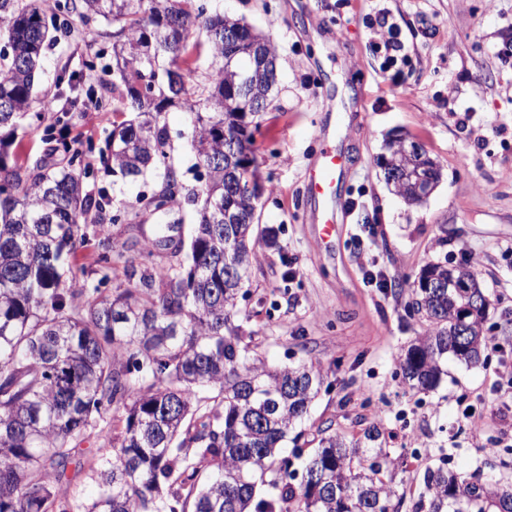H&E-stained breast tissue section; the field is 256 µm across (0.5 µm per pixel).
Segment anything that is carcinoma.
Returning <instances> with one entry per match:
<instances>
[{"mask_svg": "<svg viewBox=\"0 0 512 512\" xmlns=\"http://www.w3.org/2000/svg\"><path fill=\"white\" fill-rule=\"evenodd\" d=\"M72 15L90 30L112 23V173L160 178L144 209L176 211L175 223L191 226L175 265H147L170 225L133 254L118 252L138 281L110 293L64 275L89 223L107 242L100 269H112L107 224L139 211L84 193L80 153L55 136L72 125L77 103L57 110L38 92L44 51ZM82 57L89 71L104 59L95 37L84 39ZM275 84L273 42L210 0H0V512H400L403 498L384 479L394 460L376 425L351 439L318 429L314 454L295 467L324 377L307 361L266 363L238 323L252 256L277 245L275 229L259 227L266 186L253 151ZM249 97L256 109L247 114ZM171 107L186 115L195 167L206 174L195 187L170 162ZM51 109L48 153L32 167L24 134ZM384 180L419 202L409 184ZM406 289L407 309L425 327L399 366L408 385L431 391L448 358L482 361L484 320L468 319L460 335L468 298L448 288L444 263L397 284ZM111 405L124 411L119 446L92 468L99 492L84 505L58 482L72 443ZM424 486L415 512H512V484L479 469L462 478L429 468Z\"/></svg>", "mask_w": 512, "mask_h": 512, "instance_id": "1", "label": "carcinoma"}]
</instances>
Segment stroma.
I'll return each instance as SVG.
<instances>
[{
    "label": "stroma",
    "mask_w": 512,
    "mask_h": 512,
    "mask_svg": "<svg viewBox=\"0 0 512 512\" xmlns=\"http://www.w3.org/2000/svg\"><path fill=\"white\" fill-rule=\"evenodd\" d=\"M214 9L269 36L277 47L278 82L254 134V151L271 190L261 200V225L274 228L276 248L258 247L251 260L253 351L269 364L314 363L330 392L321 394L308 432L322 422L347 436L382 427L386 450L404 460L394 474L402 512L422 492L426 469L461 475L476 469L512 478V389L495 367L512 366V59L497 46L512 40V0H212ZM398 25L408 58L386 67L369 25L382 15ZM82 26L45 52L44 89L61 68L80 70ZM344 102L335 145L349 158L338 192L357 201L330 251L320 249L303 195L320 125L331 117L324 95ZM470 111L468 125L459 115ZM112 127L110 112L87 105L63 132L91 169L84 187L108 193L114 206L154 189L112 176L98 152ZM400 133L420 142L442 178L423 203L409 205L385 184L377 157ZM446 245H439V238ZM430 261L469 262L491 306L485 365L448 360L432 391L409 388L398 359L421 330L406 316L408 295L393 293ZM376 273L385 287L371 284ZM121 410L108 409L72 444L59 485L76 501L96 491L86 461L112 448Z\"/></svg>",
    "instance_id": "35a3bbf8"
}]
</instances>
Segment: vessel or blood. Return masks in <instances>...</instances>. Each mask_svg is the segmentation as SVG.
Returning <instances> with one entry per match:
<instances>
[{
	"label": "vessel or blood",
	"instance_id": "obj_1",
	"mask_svg": "<svg viewBox=\"0 0 512 512\" xmlns=\"http://www.w3.org/2000/svg\"><path fill=\"white\" fill-rule=\"evenodd\" d=\"M348 164L346 155L336 150L331 143L325 146L309 168L307 193L313 201L315 222L319 226L318 243L321 248H331L340 232L337 215L345 211L347 201L337 195L340 176Z\"/></svg>",
	"mask_w": 512,
	"mask_h": 512
}]
</instances>
